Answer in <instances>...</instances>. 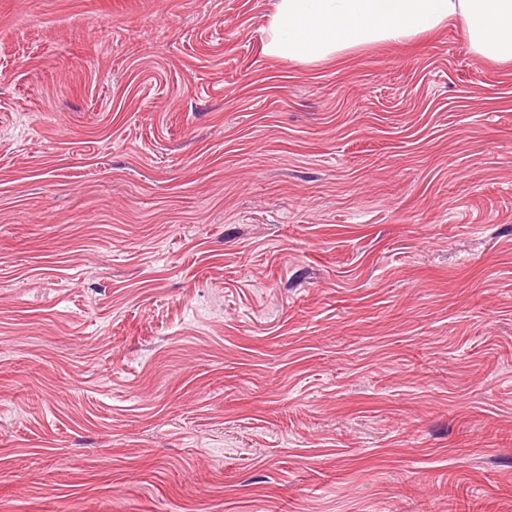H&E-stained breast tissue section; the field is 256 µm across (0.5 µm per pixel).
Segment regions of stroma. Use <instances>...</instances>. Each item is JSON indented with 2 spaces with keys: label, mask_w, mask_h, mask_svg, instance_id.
<instances>
[{
  "label": "stroma",
  "mask_w": 512,
  "mask_h": 512,
  "mask_svg": "<svg viewBox=\"0 0 512 512\" xmlns=\"http://www.w3.org/2000/svg\"><path fill=\"white\" fill-rule=\"evenodd\" d=\"M274 5L0 0V512H512V64Z\"/></svg>",
  "instance_id": "35a3bbf8"
}]
</instances>
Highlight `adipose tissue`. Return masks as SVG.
<instances>
[{
    "label": "adipose tissue",
    "mask_w": 512,
    "mask_h": 512,
    "mask_svg": "<svg viewBox=\"0 0 512 512\" xmlns=\"http://www.w3.org/2000/svg\"><path fill=\"white\" fill-rule=\"evenodd\" d=\"M461 22L471 50L512 62V0H276L264 49L314 64L366 44Z\"/></svg>",
    "instance_id": "adipose-tissue-1"
}]
</instances>
